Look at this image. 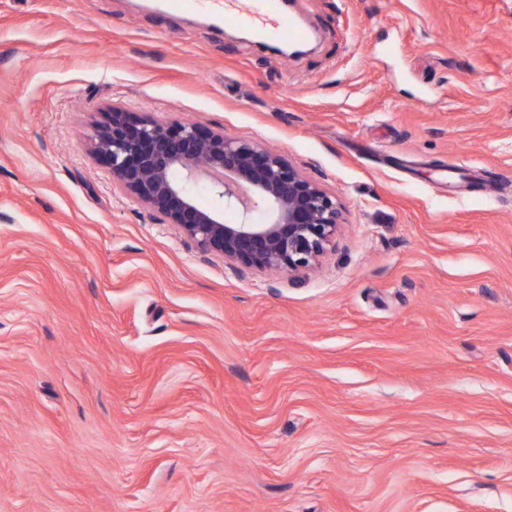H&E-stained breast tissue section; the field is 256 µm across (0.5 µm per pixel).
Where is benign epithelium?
<instances>
[{
  "label": "benign epithelium",
  "mask_w": 512,
  "mask_h": 512,
  "mask_svg": "<svg viewBox=\"0 0 512 512\" xmlns=\"http://www.w3.org/2000/svg\"><path fill=\"white\" fill-rule=\"evenodd\" d=\"M90 153L113 190L232 265L312 270L340 224L336 196L282 154L193 122L134 117L114 103ZM200 183L221 207L200 205Z\"/></svg>",
  "instance_id": "benign-epithelium-1"
}]
</instances>
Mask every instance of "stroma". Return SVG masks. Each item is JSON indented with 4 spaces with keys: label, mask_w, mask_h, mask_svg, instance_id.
<instances>
[{
    "label": "stroma",
    "mask_w": 512,
    "mask_h": 512,
    "mask_svg": "<svg viewBox=\"0 0 512 512\" xmlns=\"http://www.w3.org/2000/svg\"><path fill=\"white\" fill-rule=\"evenodd\" d=\"M0 0V512H512V0ZM278 150L345 220L237 269L112 190L113 103ZM277 3L276 0H194L191 4L216 14L227 23L248 25L283 41L300 40L301 31L279 16Z\"/></svg>",
    "instance_id": "1"
}]
</instances>
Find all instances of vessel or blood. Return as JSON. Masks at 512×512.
Wrapping results in <instances>:
<instances>
[{
  "mask_svg": "<svg viewBox=\"0 0 512 512\" xmlns=\"http://www.w3.org/2000/svg\"><path fill=\"white\" fill-rule=\"evenodd\" d=\"M197 9L216 14L228 23L247 25L267 36L297 41L300 30L286 23L277 12L276 0H194Z\"/></svg>",
  "mask_w": 512,
  "mask_h": 512,
  "instance_id": "1",
  "label": "vessel or blood"
}]
</instances>
